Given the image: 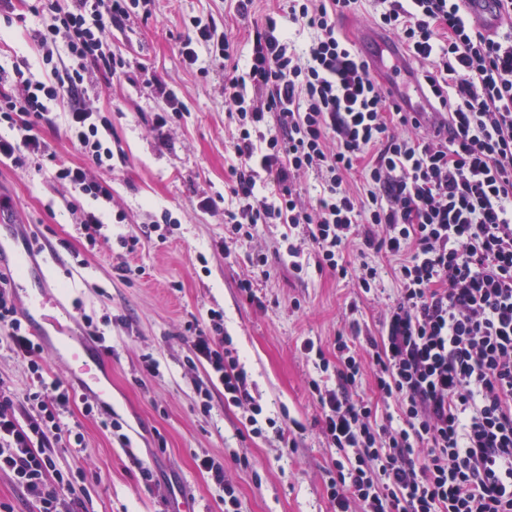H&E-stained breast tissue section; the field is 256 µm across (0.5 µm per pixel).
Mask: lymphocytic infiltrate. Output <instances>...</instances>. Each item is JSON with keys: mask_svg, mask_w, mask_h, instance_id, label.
I'll list each match as a JSON object with an SVG mask.
<instances>
[{"mask_svg": "<svg viewBox=\"0 0 512 512\" xmlns=\"http://www.w3.org/2000/svg\"><path fill=\"white\" fill-rule=\"evenodd\" d=\"M153 2L35 0L32 12L54 19L34 32L47 77L24 61L0 67V120L15 131L0 137V163L20 168L49 156L38 128L64 107L67 136L88 163L57 165L54 177L70 185V209L91 245L103 224L78 199H111V185L90 169L110 166L113 152L99 133L106 119L86 104L88 77L127 75L108 36L148 20ZM357 2L288 0L287 22L266 16L242 66L214 19L186 21L182 62L204 77L223 71L224 103L237 127L221 247L246 244L256 225L284 224L305 229L313 248L306 261L286 245L294 272L346 278L344 254L357 242L394 263L398 298L381 338L351 323L332 361L314 341L301 345L319 360L310 390L337 454L326 485L336 512H512V34L473 30L461 0H377L374 23L421 64L420 82L448 110L447 124L425 135L387 100L337 29V16ZM290 24L314 30L304 51L291 44ZM309 172L320 181L311 203L296 187ZM355 172L358 187L349 181ZM9 284L1 273L7 333L0 346L27 359L42 349ZM187 329L194 334L187 362L209 376L198 390L201 409L223 388L225 406L241 409L248 433L262 436L263 407L223 314L210 311L206 330L193 322ZM367 367L397 415L379 416L377 404L358 394ZM76 401L70 385L39 366L24 393L0 380V472L37 512H75L86 496L83 481L58 463L83 441L63 421Z\"/></svg>", "mask_w": 512, "mask_h": 512, "instance_id": "1", "label": "lymphocytic infiltrate"}]
</instances>
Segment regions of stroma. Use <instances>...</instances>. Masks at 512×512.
I'll return each mask as SVG.
<instances>
[{"label": "stroma", "mask_w": 512, "mask_h": 512, "mask_svg": "<svg viewBox=\"0 0 512 512\" xmlns=\"http://www.w3.org/2000/svg\"><path fill=\"white\" fill-rule=\"evenodd\" d=\"M286 11V0H255L245 18L235 15L230 0H155L148 21L112 29L109 43L129 61L130 77L119 82L94 72L89 78L87 104L110 121L115 152L111 167L92 171L111 184V200L81 201L105 226L108 240L96 248L79 238L71 190L51 177L52 162L23 170L0 164V199L8 201L21 226L32 228L34 244L65 239L72 245L60 250L58 265L35 253V261L51 270L43 295L63 297L74 307L73 342L90 338L80 320L86 314L112 347L104 355L99 386L87 396L94 404L106 402L123 423L130 448L120 447L82 406L71 407L65 418L83 436L81 447L62 461L86 477V512H180L187 503L194 512H224L222 489L196 467L203 453L223 459L224 477L238 490L239 512H333L326 471L336 451L320 432L321 412L309 389L317 371L300 345L313 340L335 359L336 338L348 333L353 319L363 333L380 337L385 312L397 298L391 264L355 249L347 253L352 265L364 260L379 268L376 289L366 293L350 278L289 269L278 257L284 240L311 250L300 229L260 224L251 243L222 250L224 209L203 210L197 200L223 191L236 125L227 114L221 74L201 77L178 55L186 18L213 17L243 62L255 26L269 13ZM42 23L34 16L12 25L0 18V66L24 58L39 68L33 30ZM159 80L186 107L160 135L152 129L164 105L155 86ZM165 212L174 223L161 242L147 230ZM128 235L141 238L130 256L119 243ZM255 251L267 254L268 276H253L248 255ZM124 260L138 269L128 281L115 272ZM248 276L255 279V304L239 288ZM212 310L223 313L224 329L255 383L265 416L305 426L296 447H287L271 428L257 438L248 435L241 409L225 407L222 391H214L210 412L201 410L197 388L205 372L187 362L192 338L185 325L207 324ZM147 353L159 362L156 372L142 367ZM239 455L248 457L249 467L236 463ZM139 458L151 467L152 482L142 480Z\"/></svg>", "instance_id": "obj_1"}]
</instances>
